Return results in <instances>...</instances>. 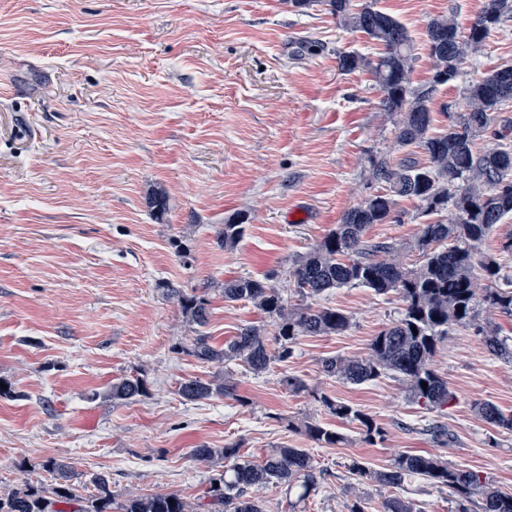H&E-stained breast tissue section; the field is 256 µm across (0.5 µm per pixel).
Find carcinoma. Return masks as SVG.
Listing matches in <instances>:
<instances>
[{
	"label": "carcinoma",
	"instance_id": "carcinoma-1",
	"mask_svg": "<svg viewBox=\"0 0 512 512\" xmlns=\"http://www.w3.org/2000/svg\"><path fill=\"white\" fill-rule=\"evenodd\" d=\"M378 0L356 4L354 0H286L295 10L318 4L328 7L336 25L366 35L381 52L370 57L358 51L338 53L344 72L367 70L380 92V111L396 118L397 149L415 148L424 161L406 156L394 161L387 156L368 157L367 181L383 190L366 197L346 211L341 223L293 264L290 278L303 298L317 297L333 288L359 286L378 295L397 293L404 302L395 322L381 330L360 358L328 357L321 362L328 377L362 384L385 376L406 383L412 401L438 411L448 405V382L432 368L440 340L454 327H471L495 355L512 361V345L499 336L487 314L512 316V289L502 287L500 265L482 253V244L492 227L512 217V145L497 129L501 107L512 100V65L471 79L462 106L450 115L448 128L433 130L434 96L439 87L455 80L466 59L483 50L490 32L512 18V0H482L466 28L455 13L437 15L426 25V46L433 74L425 84L413 81V40L399 19L377 7ZM492 133L493 142L481 150L475 141ZM421 202L418 234L411 249L421 262L409 267L398 259L400 249L387 241L366 237L373 224L400 223L399 199ZM245 232L243 221L229 220L218 232L224 248L238 245ZM187 323L196 327L189 344L175 350L204 363L238 360L253 373L265 372L274 360L285 362L304 336H332L345 332L350 317L331 306L292 304L271 278L240 277L224 283V300L245 301L276 321L277 350L269 349L263 326L246 324L236 336L216 346L204 331L209 303L197 290L167 289ZM427 387H421L422 383ZM227 378H195L180 384L179 394L195 402L233 393ZM150 395L147 381L131 377L112 384L110 396L118 402L138 401ZM317 400L336 417L359 423L364 440L374 442L384 431L373 418L325 393ZM488 423L512 431V414L491 403L475 405ZM304 433L319 447L344 442L338 431L318 422H305ZM199 462L224 460V472L210 481L207 502L195 503L178 493L131 496L116 501L109 475L97 473L86 497L71 483V464L49 459L44 468L51 483L29 484L0 494V512H264L257 492L280 484L298 490L306 500L319 487L323 471L307 448H273L259 462L241 454L239 446L222 448L202 445L191 450ZM350 473L361 481L399 490L413 479L445 486L454 496L457 512H512V494L497 489L477 471L457 468L433 454L404 452L383 469H371L354 460ZM385 512H416L414 503L394 494L384 503Z\"/></svg>",
	"mask_w": 512,
	"mask_h": 512
}]
</instances>
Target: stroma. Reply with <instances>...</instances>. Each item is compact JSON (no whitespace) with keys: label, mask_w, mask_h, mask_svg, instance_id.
<instances>
[{"label":"stroma","mask_w":512,"mask_h":512,"mask_svg":"<svg viewBox=\"0 0 512 512\" xmlns=\"http://www.w3.org/2000/svg\"><path fill=\"white\" fill-rule=\"evenodd\" d=\"M378 5L408 27L422 84L432 76L428 19L453 11L468 24L481 0ZM377 50L322 5L299 13L283 0H0V491L47 480L43 465L56 458L71 463L82 494L105 472L116 496L175 492L197 503L224 463L197 462L191 448L234 443L255 461L280 445L309 447L325 471L301 504L283 486L261 490L265 512H348L352 485L365 512H383L389 489L355 482L348 466L378 469L403 452L443 456L512 492V432L474 409L490 402L512 413V362L473 330L454 329L436 348L432 367L453 394L438 412L411 401L401 380L354 385L322 372L324 358L366 356L401 314L395 293L326 292L319 304L345 310L349 329L301 338L288 361L258 375L175 351L192 330L167 287L204 289L215 345L247 323L274 331L250 303L225 302V281L270 275L296 301L294 261L377 192L367 159L393 150L397 128L371 75L337 62L341 51ZM505 63L512 20L437 91L435 128H447L468 80ZM159 190L161 224L149 204ZM399 207L403 223L366 235L401 247L413 266L419 204ZM231 219L246 231L227 251L217 233ZM217 373L230 376L234 395L179 396L181 382ZM287 375L304 390L287 389ZM131 376L147 380L149 396L113 403V383ZM315 390L370 415L383 439L364 441L357 423L314 401ZM306 421L344 443L312 447L297 429ZM436 424L448 443L430 435ZM402 494L417 512H456L448 489L415 479Z\"/></svg>","instance_id":"35a3bbf8"}]
</instances>
